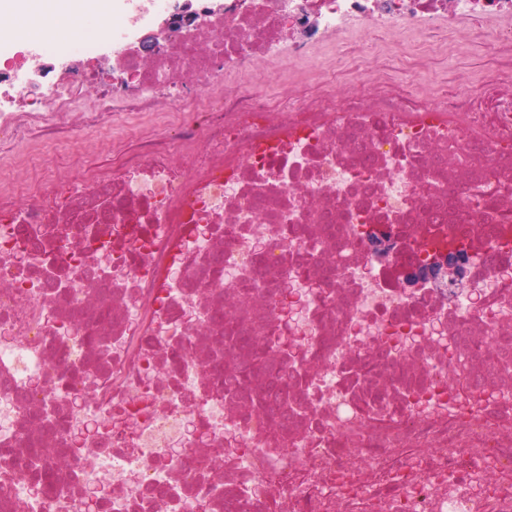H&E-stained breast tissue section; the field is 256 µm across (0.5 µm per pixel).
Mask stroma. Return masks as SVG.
Masks as SVG:
<instances>
[{
  "label": "stroma",
  "mask_w": 512,
  "mask_h": 512,
  "mask_svg": "<svg viewBox=\"0 0 512 512\" xmlns=\"http://www.w3.org/2000/svg\"><path fill=\"white\" fill-rule=\"evenodd\" d=\"M429 43L412 40L399 31H389L388 43L369 51L366 30L357 29L343 37H330L335 56L329 59L321 78L288 77L259 65L224 76L228 93L258 89L272 111L284 105L318 98L323 89L344 94L367 71L377 73L386 89L401 96L411 90L432 95L439 91L471 92L502 73L512 71V51L488 53L480 39L454 40L447 21ZM473 105L484 110L485 101L476 97ZM23 131L14 135L0 132V194L21 197L47 184L63 188L75 181L111 172L148 142H164L180 151L176 137L185 127L205 130L204 112H182L167 95H159L151 111L90 114L75 111L66 118L45 116L22 118Z\"/></svg>",
  "instance_id": "1"
}]
</instances>
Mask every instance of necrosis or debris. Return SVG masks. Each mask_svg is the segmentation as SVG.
<instances>
[{
	"instance_id": "1",
	"label": "necrosis or debris",
	"mask_w": 512,
	"mask_h": 512,
	"mask_svg": "<svg viewBox=\"0 0 512 512\" xmlns=\"http://www.w3.org/2000/svg\"><path fill=\"white\" fill-rule=\"evenodd\" d=\"M175 3L112 0L76 36L60 15L0 60V126L90 87V112L221 103L205 145L189 127L180 153L0 200V512H84L92 486L98 512H512V74L492 112L356 91L276 117L224 92L229 68L316 74L286 12L425 33L512 0H224L133 54ZM452 247L462 278H413Z\"/></svg>"
}]
</instances>
